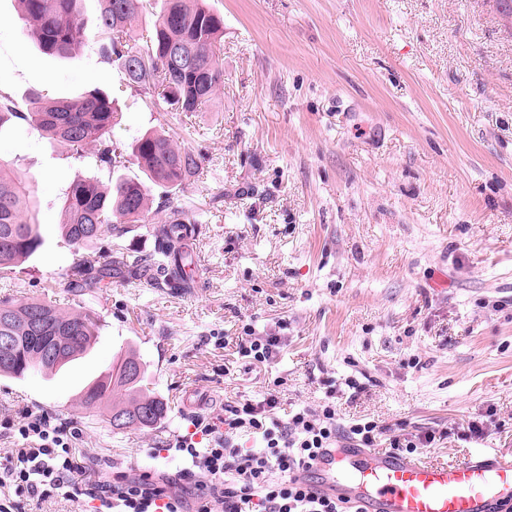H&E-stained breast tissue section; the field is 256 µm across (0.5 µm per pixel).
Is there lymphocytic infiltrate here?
Segmentation results:
<instances>
[{"mask_svg":"<svg viewBox=\"0 0 512 512\" xmlns=\"http://www.w3.org/2000/svg\"><path fill=\"white\" fill-rule=\"evenodd\" d=\"M278 405V391L270 385L227 405L222 424L194 415L189 431L173 443L186 462L174 476L120 471L95 482L84 478L98 464L79 453L78 431L54 424L44 413L5 419L0 426L20 446L0 464V487L15 493L0 498V512H42L51 499L88 502L92 512H361L318 494L308 476L321 450L337 442L335 405L303 408L285 421L275 414ZM239 431L256 434L259 447L233 443ZM384 435L398 455L435 440L431 434L417 440L391 435L373 420L352 424L348 433L367 447Z\"/></svg>","mask_w":512,"mask_h":512,"instance_id":"lymphocytic-infiltrate-1","label":"lymphocytic infiltrate"}]
</instances>
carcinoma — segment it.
<instances>
[{
    "label": "carcinoma",
    "instance_id": "obj_1",
    "mask_svg": "<svg viewBox=\"0 0 512 512\" xmlns=\"http://www.w3.org/2000/svg\"><path fill=\"white\" fill-rule=\"evenodd\" d=\"M79 0H18L28 19L30 38L46 54L71 55L85 35ZM96 34L101 56L121 69L130 85L148 95L159 112H199L224 90V65L217 46L224 38V17L206 0H162L142 45H130L133 24L150 0H98ZM118 119L112 97L92 90L73 99L33 96L26 110L0 104V128L25 121L52 143H60L98 169L113 170L127 162L110 132ZM131 156L146 180L118 176L105 184L95 176L74 180L61 207L59 229L70 253L66 287L77 297L63 306L45 285L39 297L19 299L0 294V336L14 347L0 357V376L21 378L31 372L51 373L86 353L99 333L91 300L112 280L144 278L156 288L190 286L195 267V241L201 219L180 203L185 189L202 173L204 156L164 131H147L132 145ZM159 188L166 217L149 232L154 249L132 252L119 244L105 253L94 249L106 233L120 239L140 223ZM43 246L39 224L31 215L30 190L23 178L0 164V277L26 262ZM43 317L40 331L36 317ZM58 344L60 355L46 358L43 345ZM145 364L132 349L92 381L80 407L102 408L114 431L152 429L166 417L167 403L143 385Z\"/></svg>",
    "mask_w": 512,
    "mask_h": 512
}]
</instances>
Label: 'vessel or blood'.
I'll return each mask as SVG.
<instances>
[{
  "label": "vessel or blood",
  "mask_w": 512,
  "mask_h": 512,
  "mask_svg": "<svg viewBox=\"0 0 512 512\" xmlns=\"http://www.w3.org/2000/svg\"><path fill=\"white\" fill-rule=\"evenodd\" d=\"M320 493L363 512H506L512 507V463L485 454L462 463L426 465L374 456L343 442L313 466Z\"/></svg>",
  "instance_id": "vessel-or-blood-1"
}]
</instances>
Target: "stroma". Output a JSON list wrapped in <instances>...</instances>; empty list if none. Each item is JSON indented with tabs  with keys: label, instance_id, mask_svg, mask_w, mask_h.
I'll use <instances>...</instances> for the list:
<instances>
[{
	"label": "stroma",
	"instance_id": "35a3bbf8",
	"mask_svg": "<svg viewBox=\"0 0 512 512\" xmlns=\"http://www.w3.org/2000/svg\"><path fill=\"white\" fill-rule=\"evenodd\" d=\"M208 2L224 16V90L188 117L153 111L101 58L97 0H81L68 58L40 52L0 0L1 97L110 91L114 142L162 127L205 157L182 198L203 219L193 287L103 289L93 348L51 376L0 377V420L48 414L79 429L103 476H162L182 468L167 446L194 412L223 418L280 376V419L330 390L342 426L435 433L416 461H512V30L495 0ZM0 161L30 183L44 241L5 285L33 297L52 280L68 302L60 205L94 171L19 122L0 129ZM247 325L281 336L270 363L222 344ZM128 349L170 412L117 433L75 404ZM473 420L484 436L458 439Z\"/></svg>",
	"mask_w": 512,
	"mask_h": 512
}]
</instances>
